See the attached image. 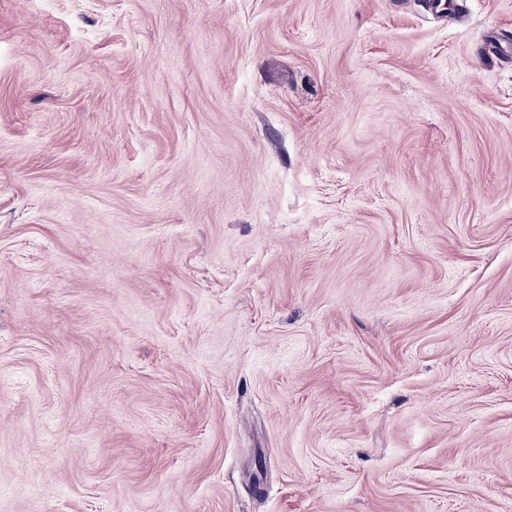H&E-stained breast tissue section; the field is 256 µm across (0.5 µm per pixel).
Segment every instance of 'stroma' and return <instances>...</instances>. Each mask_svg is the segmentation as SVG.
Wrapping results in <instances>:
<instances>
[{
  "label": "stroma",
  "mask_w": 512,
  "mask_h": 512,
  "mask_svg": "<svg viewBox=\"0 0 512 512\" xmlns=\"http://www.w3.org/2000/svg\"><path fill=\"white\" fill-rule=\"evenodd\" d=\"M0 0V512H512V0Z\"/></svg>",
  "instance_id": "stroma-1"
}]
</instances>
